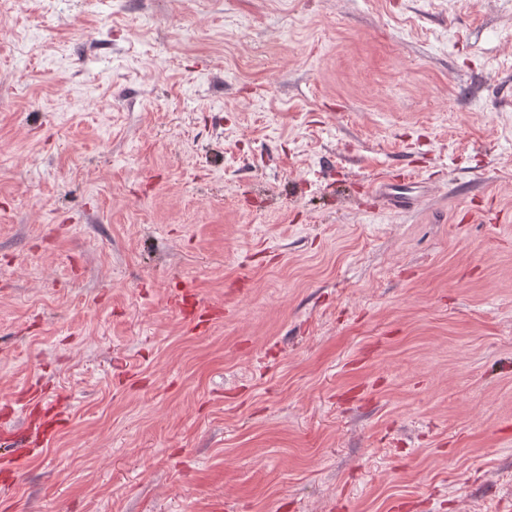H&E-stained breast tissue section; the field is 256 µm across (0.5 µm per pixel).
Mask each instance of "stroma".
Returning <instances> with one entry per match:
<instances>
[{
  "label": "stroma",
  "instance_id": "obj_1",
  "mask_svg": "<svg viewBox=\"0 0 512 512\" xmlns=\"http://www.w3.org/2000/svg\"><path fill=\"white\" fill-rule=\"evenodd\" d=\"M7 25L0 512H512V0ZM375 195L384 200L393 208L405 209L411 207L417 196L405 192H400L394 184L387 182L385 177L376 178L373 183Z\"/></svg>",
  "mask_w": 512,
  "mask_h": 512
}]
</instances>
